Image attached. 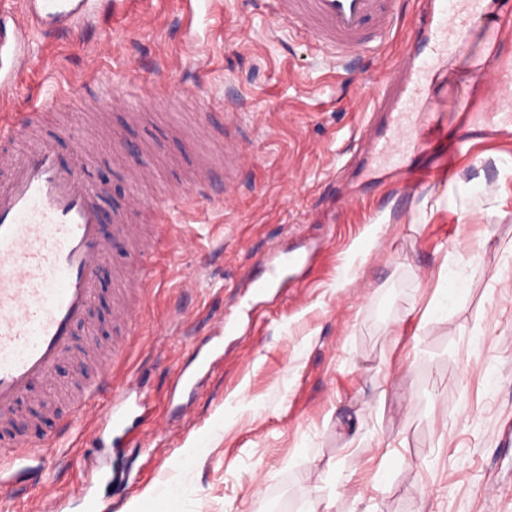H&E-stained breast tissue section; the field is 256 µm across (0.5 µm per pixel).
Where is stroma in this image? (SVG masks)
I'll list each match as a JSON object with an SVG mask.
<instances>
[{
	"mask_svg": "<svg viewBox=\"0 0 512 512\" xmlns=\"http://www.w3.org/2000/svg\"><path fill=\"white\" fill-rule=\"evenodd\" d=\"M495 4L499 19L477 20L432 97L445 143L393 166L366 161L360 131L385 121L373 97L416 34L419 0H401L385 53L340 67L256 0H196L190 23L184 0H142L133 29L31 32L25 70L1 99L20 114L44 107L42 135L64 151L95 130L88 171L105 211L131 191L152 198L191 182L199 160L223 162V127L191 128L203 99L246 103L265 125L235 183L172 210L177 243L155 258L141 334L116 369L144 386L131 443L116 456L80 436L60 455L50 447L57 416L44 415L27 435L47 447L42 470L0 485V512H41L47 485L57 512H89L73 494L82 484L112 512L146 493L162 512H322L330 500L331 512H512L502 435L512 424V136L447 149L474 120L512 119L488 109L474 65L494 47L512 63V0ZM160 67L199 98L146 102L134 123L92 97L55 104L96 72L118 96L150 85ZM116 128L142 152L150 182L133 185ZM407 168L428 173L411 196ZM227 191L231 203L218 205ZM272 248L315 259L302 274L287 268L298 287L253 297L200 394L171 398L192 364L190 339L212 335ZM187 276L195 288H183ZM114 288L99 282L86 338L119 336ZM115 467L127 483L106 484ZM170 485L178 494L163 497Z\"/></svg>",
	"mask_w": 512,
	"mask_h": 512,
	"instance_id": "obj_1",
	"label": "stroma"
}]
</instances>
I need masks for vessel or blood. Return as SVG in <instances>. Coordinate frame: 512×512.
Wrapping results in <instances>:
<instances>
[{
  "label": "vessel or blood",
  "instance_id": "vessel-or-blood-1",
  "mask_svg": "<svg viewBox=\"0 0 512 512\" xmlns=\"http://www.w3.org/2000/svg\"><path fill=\"white\" fill-rule=\"evenodd\" d=\"M285 22L295 37L308 40L314 49L336 64L357 53L381 54L396 33L399 13L394 0H262ZM480 0H450L449 9L437 23H425L417 42L422 63L400 78L401 92L395 106L379 96L372 109L391 111L386 135L366 132L372 155L386 163L396 162L403 151L423 149L428 140L421 115L432 112L430 98L434 77L429 64L447 58L461 48L471 26L479 17ZM97 0H22L20 11L0 7V87L11 83L24 69L30 30L71 32L98 23ZM487 72V96L501 102L512 86V64L490 58L478 65ZM98 98L111 101L113 109L138 116V98L111 96L105 83L94 85ZM224 114L229 170L249 165L253 157L238 146L241 136L256 138L257 113L241 111L238 104L215 102L199 111L200 123ZM41 120L40 112L26 114L15 124L12 113L0 114V141L12 139L19 127ZM9 170L0 184V425L17 416L22 398L36 383L48 382L58 365L70 358L72 331L83 323L96 292V275L105 267L108 243L102 234L104 219H111L115 237L132 241L139 258L135 276L123 281L124 301L114 310V321L126 335H133L139 292L153 275L150 263L154 245L169 226V197L161 195L146 206L140 194L129 196L126 205L105 215L95 187L79 171L73 159L62 156L49 142H39L18 157L0 161ZM152 208L156 222L148 235H140L137 218ZM280 251L268 253L264 264L268 280L252 281L255 290L269 282L287 287L280 269L287 265ZM121 352L113 344L108 355L96 357L94 348L81 354V373L69 401L73 411L86 409L100 397L108 403L102 413L103 427L126 435L129 422L143 406L136 380L112 383V364ZM42 451L14 449L10 459L0 462V483L7 485L38 471Z\"/></svg>",
  "mask_w": 512,
  "mask_h": 512
}]
</instances>
